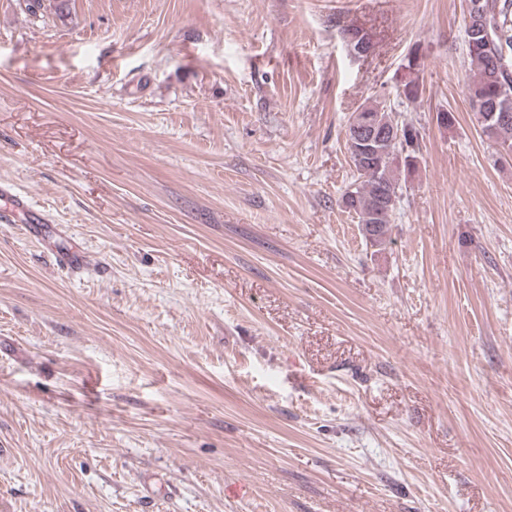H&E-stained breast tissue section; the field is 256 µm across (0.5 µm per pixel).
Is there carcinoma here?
Returning <instances> with one entry per match:
<instances>
[{"mask_svg":"<svg viewBox=\"0 0 512 512\" xmlns=\"http://www.w3.org/2000/svg\"><path fill=\"white\" fill-rule=\"evenodd\" d=\"M480 2L481 14L467 12L471 28L479 32L485 20H490L496 29L491 42L475 52L467 51L469 65L468 96L470 103H482L488 106L503 102L500 92L507 85L512 89V71L505 72L494 66L495 55L506 51L512 56V0H469ZM507 111L509 117L495 126L478 124L481 134L491 147L512 149V102L508 107L498 108ZM374 118L377 125L384 128L391 122L390 112L382 101L369 100L354 113L348 129L362 126L368 118ZM418 153L415 149L406 155L403 165H393L389 160L379 158L368 161L366 167L376 169L374 174H365L356 158H351L354 167V180L342 196L343 206L358 219L365 242L379 251L392 243V226L390 218L395 206L378 208L376 202L383 192L390 189L395 193L402 190L401 177H408L418 169Z\"/></svg>","mask_w":512,"mask_h":512,"instance_id":"cac0c4a2","label":"carcinoma"}]
</instances>
